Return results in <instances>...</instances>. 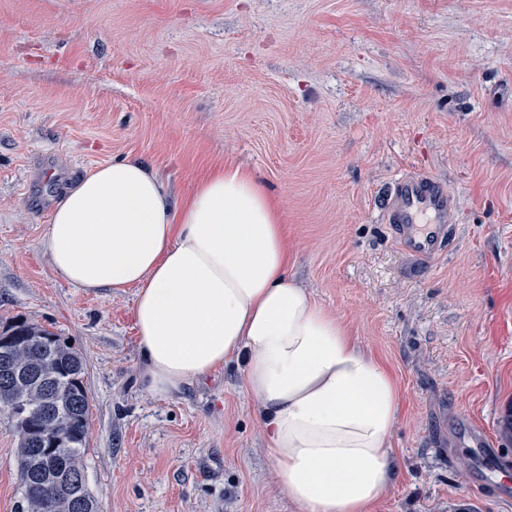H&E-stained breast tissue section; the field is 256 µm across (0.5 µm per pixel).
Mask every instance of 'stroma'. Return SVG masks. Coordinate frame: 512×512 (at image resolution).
Wrapping results in <instances>:
<instances>
[{
	"label": "stroma",
	"instance_id": "stroma-1",
	"mask_svg": "<svg viewBox=\"0 0 512 512\" xmlns=\"http://www.w3.org/2000/svg\"><path fill=\"white\" fill-rule=\"evenodd\" d=\"M128 157L178 205L227 165L278 200L289 275L399 389V475L373 512H512L464 484L453 439L481 426L512 472V0H0V326L83 356L98 512H294L241 368L148 394L135 289L87 292L51 265L58 200ZM409 173L453 198L430 262L382 219ZM16 448L0 412V512Z\"/></svg>",
	"mask_w": 512,
	"mask_h": 512
}]
</instances>
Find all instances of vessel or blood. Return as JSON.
I'll use <instances>...</instances> for the list:
<instances>
[{
  "label": "vessel or blood",
  "mask_w": 512,
  "mask_h": 512,
  "mask_svg": "<svg viewBox=\"0 0 512 512\" xmlns=\"http://www.w3.org/2000/svg\"><path fill=\"white\" fill-rule=\"evenodd\" d=\"M452 200L444 184L429 174L413 173L397 179L384 203L383 217L390 224L399 248L421 260L435 259L450 242L454 226L451 222ZM477 459L475 468L464 481L477 489L499 468V456L486 434L477 426L463 427Z\"/></svg>",
  "instance_id": "obj_1"
}]
</instances>
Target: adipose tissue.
I'll use <instances>...</instances> for the list:
<instances>
[{"label":"adipose tissue","mask_w":512,"mask_h":512,"mask_svg":"<svg viewBox=\"0 0 512 512\" xmlns=\"http://www.w3.org/2000/svg\"><path fill=\"white\" fill-rule=\"evenodd\" d=\"M45 245L73 287L135 289L151 395L241 364L295 512H371L387 493L396 382L289 277L281 212L255 173L214 171L176 208L141 161L100 165L56 204Z\"/></svg>","instance_id":"1"}]
</instances>
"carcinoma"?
<instances>
[{"instance_id":"carcinoma-1","label":"carcinoma","mask_w":512,"mask_h":512,"mask_svg":"<svg viewBox=\"0 0 512 512\" xmlns=\"http://www.w3.org/2000/svg\"><path fill=\"white\" fill-rule=\"evenodd\" d=\"M18 336L30 344L0 363V411L18 436L16 512H80L76 494L94 499L84 463L90 412L84 359L65 338L25 319L0 331V339Z\"/></svg>"}]
</instances>
